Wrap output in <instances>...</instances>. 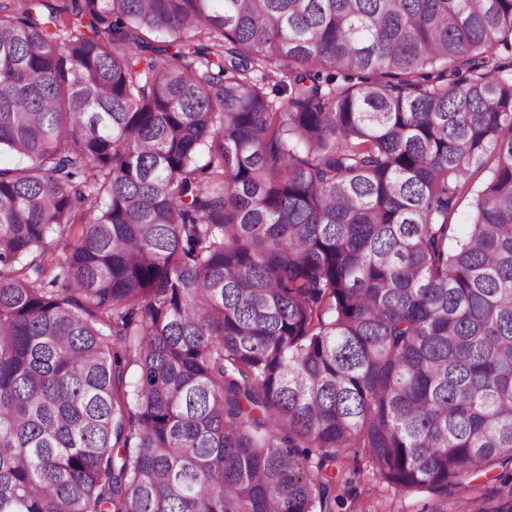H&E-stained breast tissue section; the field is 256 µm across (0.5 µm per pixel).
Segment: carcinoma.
<instances>
[{"label":"carcinoma","instance_id":"carcinoma-1","mask_svg":"<svg viewBox=\"0 0 512 512\" xmlns=\"http://www.w3.org/2000/svg\"><path fill=\"white\" fill-rule=\"evenodd\" d=\"M2 151L0 512H512V0H0ZM365 462H360L361 474L354 483L351 499L337 512H433L436 501L425 495H405L376 484L367 471ZM500 469H495L489 473H487V478L484 475L477 477L472 483L471 486L477 485L471 488L466 489H454L451 493H448V509L447 512H461L466 505V500L474 501L481 497L487 490V488H491L494 481H491L492 476L499 474Z\"/></svg>","mask_w":512,"mask_h":512}]
</instances>
